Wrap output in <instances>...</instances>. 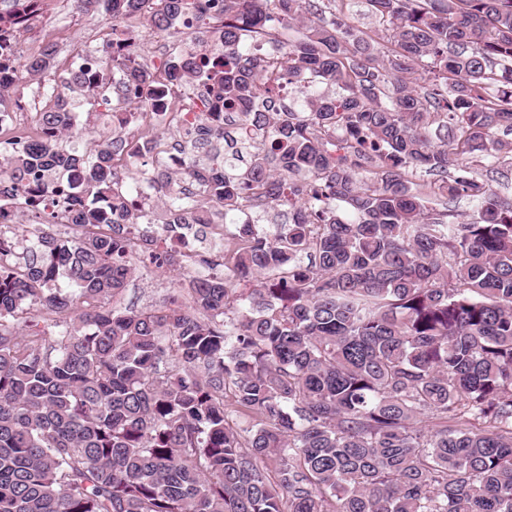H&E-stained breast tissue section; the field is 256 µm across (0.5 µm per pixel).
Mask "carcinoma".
<instances>
[{
	"label": "carcinoma",
	"instance_id": "obj_1",
	"mask_svg": "<svg viewBox=\"0 0 512 512\" xmlns=\"http://www.w3.org/2000/svg\"><path fill=\"white\" fill-rule=\"evenodd\" d=\"M84 2L113 19L112 67L65 69L47 101L108 106L115 85L163 104L121 20L218 10L224 51L164 75L213 86L224 127L159 171L157 232L116 188L122 138L88 143L51 108L54 141L0 158V201L48 174L81 230L0 258V512H512V198L477 176L512 153V0H366L379 41L336 0ZM24 19L0 13V104L55 62L7 43ZM299 81L305 104L281 101ZM208 224L231 256L206 258ZM149 253L195 265L189 302L114 304Z\"/></svg>",
	"mask_w": 512,
	"mask_h": 512
}]
</instances>
